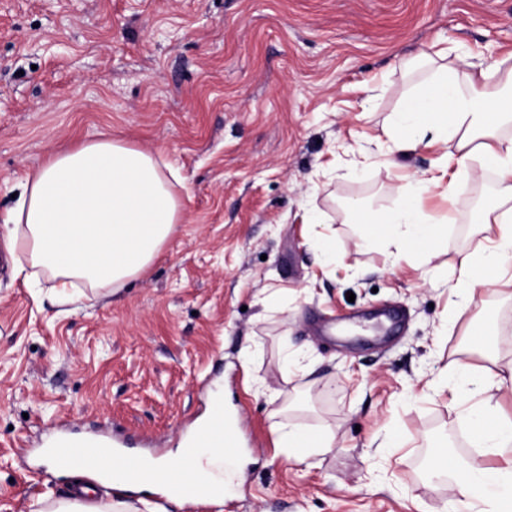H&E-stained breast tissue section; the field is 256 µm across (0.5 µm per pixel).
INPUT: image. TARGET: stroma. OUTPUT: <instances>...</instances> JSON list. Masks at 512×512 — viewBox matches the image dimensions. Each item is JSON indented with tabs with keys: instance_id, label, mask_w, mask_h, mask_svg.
Instances as JSON below:
<instances>
[{
	"instance_id": "1",
	"label": "stroma",
	"mask_w": 512,
	"mask_h": 512,
	"mask_svg": "<svg viewBox=\"0 0 512 512\" xmlns=\"http://www.w3.org/2000/svg\"><path fill=\"white\" fill-rule=\"evenodd\" d=\"M441 50L467 71L512 51V0H0V220L51 151L103 134L163 154L183 204L111 295L0 271V512L70 500L40 448L56 426L120 425L170 455L218 390L244 442L223 507L106 488L93 512H451L427 466L441 442L475 457V400L448 366L512 364V282L490 272L465 308L453 292L489 235L471 194L496 180L438 147L388 150L416 84L402 60ZM443 163L454 194L423 195L443 224L427 251L364 238L403 176ZM280 423L334 445L290 459Z\"/></svg>"
}]
</instances>
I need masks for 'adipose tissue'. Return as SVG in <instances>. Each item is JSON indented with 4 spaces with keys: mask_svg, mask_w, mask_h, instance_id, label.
Listing matches in <instances>:
<instances>
[{
    "mask_svg": "<svg viewBox=\"0 0 512 512\" xmlns=\"http://www.w3.org/2000/svg\"><path fill=\"white\" fill-rule=\"evenodd\" d=\"M393 125L395 149L424 142H455L460 164L479 160L497 172L492 202L479 210V223L495 225L491 243L480 252L461 254L455 289L463 303L485 282L487 267L512 266V138L498 127L512 123V59L502 58L478 72L464 73L453 62L435 64L419 91L404 94ZM161 155L104 135L77 147L50 153L28 174L18 205L4 223L6 247L33 278L45 277L57 287L115 290L142 273L159 255L181 221L182 202L173 191ZM424 179L399 187L402 208L377 215L380 234L400 238L404 252H420L441 227L418 204L427 189ZM479 459L464 463L440 460L452 470L448 490L455 512H512V467L483 464L487 455L512 453V415L494 399L475 413ZM280 447L302 461L331 447L322 433L295 426L275 430ZM227 459L221 446L182 448L154 463L158 475L174 481L181 470L196 466L202 477L223 485Z\"/></svg>",
    "mask_w": 512,
    "mask_h": 512,
    "instance_id": "1",
    "label": "adipose tissue"
}]
</instances>
